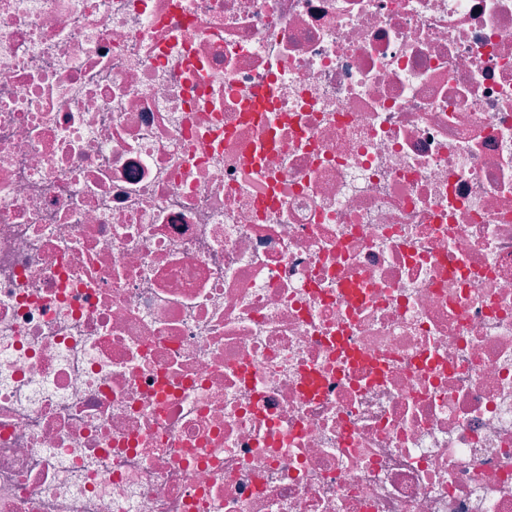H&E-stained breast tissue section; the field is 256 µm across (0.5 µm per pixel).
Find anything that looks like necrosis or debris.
<instances>
[{
    "mask_svg": "<svg viewBox=\"0 0 512 512\" xmlns=\"http://www.w3.org/2000/svg\"><path fill=\"white\" fill-rule=\"evenodd\" d=\"M0 512H512V0H0Z\"/></svg>",
    "mask_w": 512,
    "mask_h": 512,
    "instance_id": "1",
    "label": "necrosis or debris"
}]
</instances>
